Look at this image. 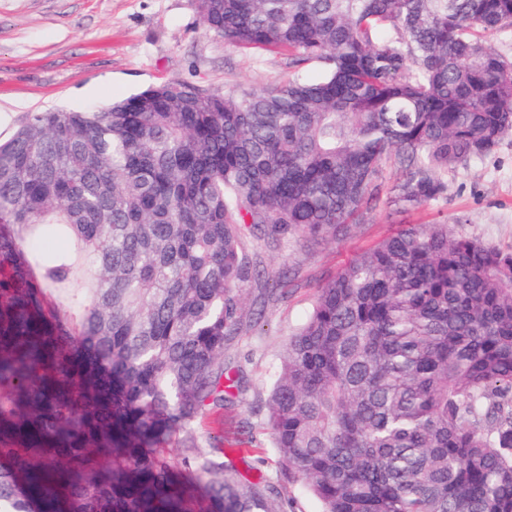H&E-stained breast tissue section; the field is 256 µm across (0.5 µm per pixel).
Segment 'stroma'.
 Wrapping results in <instances>:
<instances>
[{"label":"stroma","mask_w":512,"mask_h":512,"mask_svg":"<svg viewBox=\"0 0 512 512\" xmlns=\"http://www.w3.org/2000/svg\"><path fill=\"white\" fill-rule=\"evenodd\" d=\"M288 57L227 45L202 27L195 0H0V141L27 113L100 108L140 89L187 81L207 89H262L287 81ZM451 222L457 233L512 251V135L482 160L448 173L445 199L404 212L382 203L363 224L317 246L297 242L262 255L265 296L258 326L230 338L224 362L239 387L224 401L223 426L204 419L198 439L224 435V459L251 481L279 478L288 512H322L297 475H282L258 410L276 378L288 336L310 312L317 287L401 224Z\"/></svg>","instance_id":"obj_1"}]
</instances>
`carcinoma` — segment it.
<instances>
[{
  "instance_id": "obj_1",
  "label": "carcinoma",
  "mask_w": 512,
  "mask_h": 512,
  "mask_svg": "<svg viewBox=\"0 0 512 512\" xmlns=\"http://www.w3.org/2000/svg\"><path fill=\"white\" fill-rule=\"evenodd\" d=\"M196 8L288 53V81L150 86L0 142V512H282L224 436H193L237 387L224 345L262 249L346 234L386 166L388 205L436 201L512 135V61L487 43L512 0ZM266 409L323 512H512V252L402 225L318 286Z\"/></svg>"
}]
</instances>
